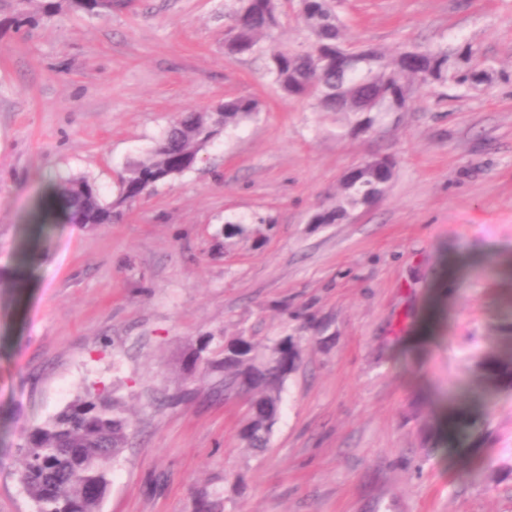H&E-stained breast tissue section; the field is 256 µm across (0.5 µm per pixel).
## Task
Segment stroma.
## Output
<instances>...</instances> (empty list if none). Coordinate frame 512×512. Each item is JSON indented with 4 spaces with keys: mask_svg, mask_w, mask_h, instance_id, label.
Instances as JSON below:
<instances>
[{
    "mask_svg": "<svg viewBox=\"0 0 512 512\" xmlns=\"http://www.w3.org/2000/svg\"><path fill=\"white\" fill-rule=\"evenodd\" d=\"M233 0H112L0 30V512H36L25 433L107 389L133 435L100 512H512V0H335L345 44L477 45L487 83L414 88L352 134L224 53ZM260 110L112 224L52 221L60 179L116 199L181 112ZM392 156L376 203L335 224L347 172ZM252 225L230 235L228 221ZM300 339L268 448L238 432L200 341Z\"/></svg>",
    "mask_w": 512,
    "mask_h": 512,
    "instance_id": "1",
    "label": "stroma"
}]
</instances>
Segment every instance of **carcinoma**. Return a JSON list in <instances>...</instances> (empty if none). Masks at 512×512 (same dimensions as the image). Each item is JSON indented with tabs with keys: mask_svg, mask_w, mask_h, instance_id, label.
Here are the masks:
<instances>
[{
	"mask_svg": "<svg viewBox=\"0 0 512 512\" xmlns=\"http://www.w3.org/2000/svg\"><path fill=\"white\" fill-rule=\"evenodd\" d=\"M13 14L0 20L20 29L34 27L67 7L102 14L100 0H14ZM301 21L309 33L306 46L271 52L267 73L287 96L312 99L323 112L353 114L355 126L374 125L384 112H402L410 104L409 83L453 84L464 88L483 84L489 75L478 51L469 43L455 48L437 45L408 47L388 58L373 47L344 45L343 22L333 0H301ZM281 0H235L224 33L229 57L253 55L261 40L281 26ZM218 110H191L172 121L151 155L131 163L120 181L118 197L105 203L95 181L78 176L60 181L45 202L47 212L70 224H110L122 208L146 195L157 184L181 173L184 161L199 154L214 138L259 112L257 101L230 98ZM394 169L385 172L365 166L354 179L343 180V199L327 212V222L363 206L382 193ZM239 346L231 360L208 357L204 369L224 373V396H245L255 404L240 439L251 448L268 445L272 427L264 426L265 406L281 403L288 375L300 359V345L285 336L260 345L246 336L227 341ZM488 378L511 381L512 368L486 364ZM132 427L124 407L104 391L87 392L41 425L26 432L18 448V479L29 498L43 505L42 512H99L110 483V464L127 448ZM219 493L200 497L198 512H221Z\"/></svg>",
	"mask_w": 512,
	"mask_h": 512,
	"instance_id": "1",
	"label": "carcinoma"
}]
</instances>
